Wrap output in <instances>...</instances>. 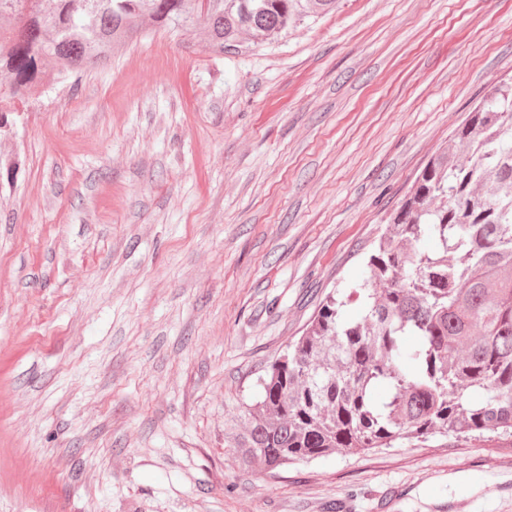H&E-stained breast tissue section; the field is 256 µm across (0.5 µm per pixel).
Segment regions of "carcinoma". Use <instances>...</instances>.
Listing matches in <instances>:
<instances>
[{
    "label": "carcinoma",
    "mask_w": 512,
    "mask_h": 512,
    "mask_svg": "<svg viewBox=\"0 0 512 512\" xmlns=\"http://www.w3.org/2000/svg\"><path fill=\"white\" fill-rule=\"evenodd\" d=\"M338 0H0V129L15 101L112 55L144 23L200 27L222 52ZM464 149L466 158H456ZM224 420L243 470L391 448L449 432L512 434V77L492 83L302 336Z\"/></svg>",
    "instance_id": "1"
}]
</instances>
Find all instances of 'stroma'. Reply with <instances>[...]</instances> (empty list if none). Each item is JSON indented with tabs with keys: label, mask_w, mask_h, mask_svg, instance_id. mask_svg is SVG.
<instances>
[{
	"label": "stroma",
	"mask_w": 512,
	"mask_h": 512,
	"mask_svg": "<svg viewBox=\"0 0 512 512\" xmlns=\"http://www.w3.org/2000/svg\"><path fill=\"white\" fill-rule=\"evenodd\" d=\"M512 76V0H339L207 47L145 25L0 130V512H512V437L269 472L224 417ZM491 480L501 492L482 496Z\"/></svg>",
	"instance_id": "stroma-1"
}]
</instances>
